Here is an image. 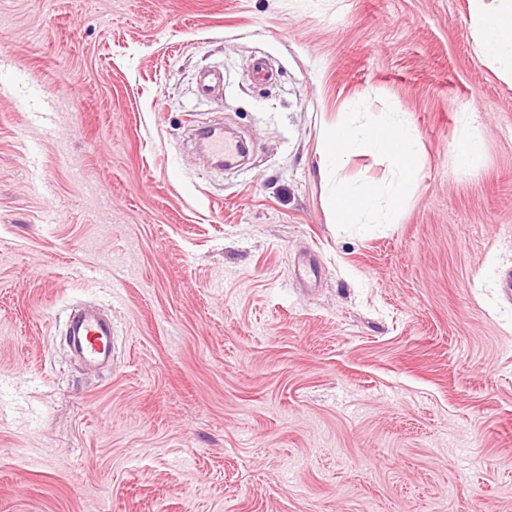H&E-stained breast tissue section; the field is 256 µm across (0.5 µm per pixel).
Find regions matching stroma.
<instances>
[{
  "mask_svg": "<svg viewBox=\"0 0 512 512\" xmlns=\"http://www.w3.org/2000/svg\"><path fill=\"white\" fill-rule=\"evenodd\" d=\"M468 13L0 0V512H512V78ZM358 101L418 135L389 224L319 169ZM215 122L244 166L192 149ZM68 335L74 351L87 363L99 364L110 360L111 337L114 336L112 322L86 313L72 320Z\"/></svg>",
  "mask_w": 512,
  "mask_h": 512,
  "instance_id": "1",
  "label": "stroma"
}]
</instances>
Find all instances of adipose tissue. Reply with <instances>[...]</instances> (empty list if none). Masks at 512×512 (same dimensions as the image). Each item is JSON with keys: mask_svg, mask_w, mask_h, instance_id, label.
I'll return each instance as SVG.
<instances>
[{"mask_svg": "<svg viewBox=\"0 0 512 512\" xmlns=\"http://www.w3.org/2000/svg\"><path fill=\"white\" fill-rule=\"evenodd\" d=\"M481 57L512 76V0H471L468 17ZM360 154L383 157L391 171L387 191L357 184L344 174L346 162ZM320 170L336 182L331 202L338 224H389L418 181V137L403 119L348 112L326 133Z\"/></svg>", "mask_w": 512, "mask_h": 512, "instance_id": "adipose-tissue-1", "label": "adipose tissue"}]
</instances>
